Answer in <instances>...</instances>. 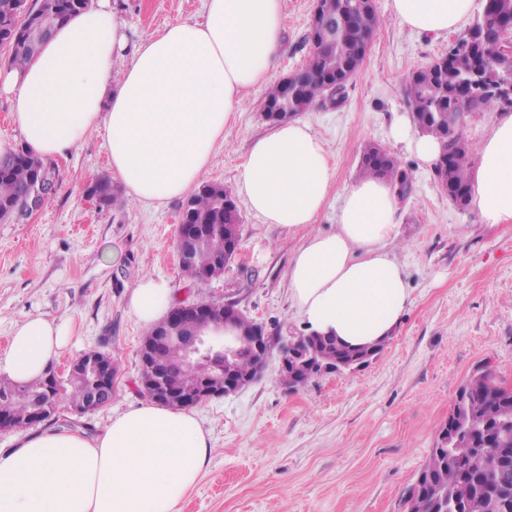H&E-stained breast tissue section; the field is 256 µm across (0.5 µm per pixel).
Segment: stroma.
Returning <instances> with one entry per match:
<instances>
[{"mask_svg":"<svg viewBox=\"0 0 512 512\" xmlns=\"http://www.w3.org/2000/svg\"><path fill=\"white\" fill-rule=\"evenodd\" d=\"M390 0H374L383 25L345 95L303 113L335 169L328 202L313 231L336 228L342 197L359 179L361 151L381 144L407 170L400 198L396 256L413 304L396 333L366 365L324 373L292 390L280 381L277 353L262 377L237 393L191 409L215 448L205 472L183 496L179 512H408L411 487L434 447L461 383L489 368L512 386V223H480L457 207L392 127L411 120L406 78L444 54L455 33L402 28ZM315 0H284L287 48L278 77L302 67ZM129 45L168 25L199 18L203 0H112ZM264 92L251 90L224 130L205 181L245 201L238 173L253 139L266 132ZM101 134L69 157L52 161L54 191L26 224L0 223V352L13 325L40 316L71 326L67 367L91 350L111 354V402L55 425L97 434L130 406L145 402L139 350L145 328L128 309L144 276L167 282L177 303L232 302L261 324L274 343L305 334L288 292L287 268L300 237L244 208L240 256L221 278L198 285L176 257L181 201L160 207L100 208L87 191L109 177Z\"/></svg>","mask_w":512,"mask_h":512,"instance_id":"obj_1","label":"stroma"}]
</instances>
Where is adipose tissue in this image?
<instances>
[{
	"label": "adipose tissue",
	"mask_w": 512,
	"mask_h": 512,
	"mask_svg": "<svg viewBox=\"0 0 512 512\" xmlns=\"http://www.w3.org/2000/svg\"><path fill=\"white\" fill-rule=\"evenodd\" d=\"M474 0H390L400 26L452 31ZM283 0H205L201 19L169 25L126 50L111 0H94L58 26L40 55L0 70L14 96L17 142L45 160L68 157L104 132L110 171L141 206L185 197L207 171L255 87H270L285 51ZM472 203L482 223H512V115L482 141ZM238 179L265 223L301 233L288 291L310 332L349 347L384 344L411 304L393 244L392 185L366 178L346 192L331 233L311 231L334 179L313 127L293 119L251 143ZM165 283L144 277L128 307L151 327L174 306ZM70 329L29 316L0 354V377L40 378L65 352ZM214 449L195 416L145 402L95 437L49 427L0 448V512H177Z\"/></svg>",
	"instance_id": "ef3b65f1"
}]
</instances>
